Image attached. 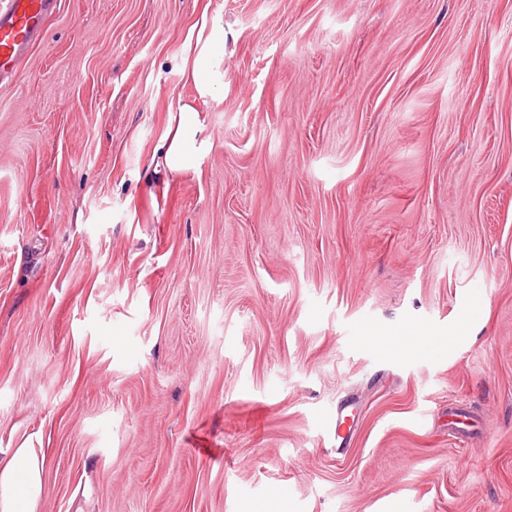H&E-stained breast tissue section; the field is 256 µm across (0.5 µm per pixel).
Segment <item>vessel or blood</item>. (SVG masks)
I'll return each instance as SVG.
<instances>
[{
    "label": "vessel or blood",
    "mask_w": 512,
    "mask_h": 512,
    "mask_svg": "<svg viewBox=\"0 0 512 512\" xmlns=\"http://www.w3.org/2000/svg\"><path fill=\"white\" fill-rule=\"evenodd\" d=\"M55 5V0H0V81L13 76Z\"/></svg>",
    "instance_id": "obj_1"
}]
</instances>
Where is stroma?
I'll list each match as a JSON object with an SVG mask.
<instances>
[{
    "label": "stroma",
    "mask_w": 512,
    "mask_h": 512,
    "mask_svg": "<svg viewBox=\"0 0 512 512\" xmlns=\"http://www.w3.org/2000/svg\"><path fill=\"white\" fill-rule=\"evenodd\" d=\"M14 448L34 512H512V0H57L0 83ZM225 42L224 23L206 13L189 30L182 71L192 82L196 96L189 101H179L175 129L163 137L160 158L152 157L150 168L154 173L160 168L170 172L189 170L207 144V126L199 102L205 105L215 97V77L224 65Z\"/></svg>",
    "instance_id": "stroma-1"
}]
</instances>
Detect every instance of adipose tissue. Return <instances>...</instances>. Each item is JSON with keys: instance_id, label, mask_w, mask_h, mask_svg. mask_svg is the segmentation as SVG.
I'll list each match as a JSON object with an SVG mask.
<instances>
[{"instance_id": "1", "label": "adipose tissue", "mask_w": 512, "mask_h": 512, "mask_svg": "<svg viewBox=\"0 0 512 512\" xmlns=\"http://www.w3.org/2000/svg\"><path fill=\"white\" fill-rule=\"evenodd\" d=\"M226 32L221 20L201 15L189 30L182 71L196 96L178 104L177 124L162 139L161 156L152 158L153 169L181 172L193 167L208 142L201 106L215 97V77L224 64ZM45 454L34 448H17L0 462V512H32L44 491Z\"/></svg>"}]
</instances>
